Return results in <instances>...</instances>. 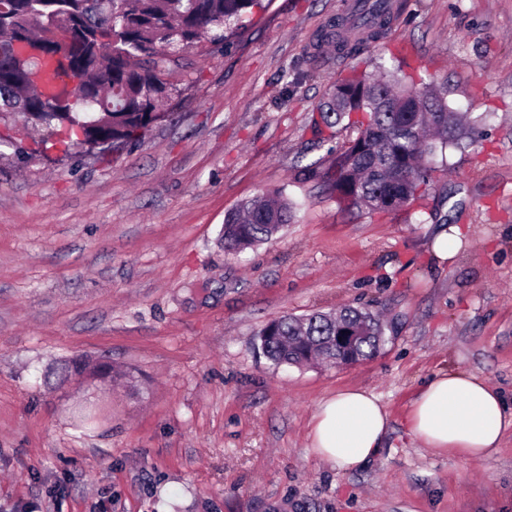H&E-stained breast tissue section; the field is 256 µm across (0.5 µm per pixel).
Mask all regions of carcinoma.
Returning <instances> with one entry per match:
<instances>
[{"label":"carcinoma","mask_w":512,"mask_h":512,"mask_svg":"<svg viewBox=\"0 0 512 512\" xmlns=\"http://www.w3.org/2000/svg\"><path fill=\"white\" fill-rule=\"evenodd\" d=\"M0 0V119L17 106L43 127L41 145L66 141L81 145L87 137L112 138V146L138 142L150 126L171 114L186 87L171 81L183 66L187 48L201 40L230 47L247 30L263 0ZM388 11L376 8L359 36H346L347 16L336 15L322 35L343 49L385 30ZM50 23L64 25L69 41L51 51L60 62L51 70L48 99L21 96L24 72L39 67L36 55L17 56L12 39L31 36ZM93 72L87 86L74 91L80 73ZM317 125L342 123L357 136L328 148V164L315 171L339 208L395 213L425 199L437 168L430 158L449 148L476 141L482 117L459 116L448 107L442 89L417 81L403 68L372 74L353 72L334 83L318 106ZM294 203L280 192L261 194L224 217V251L237 253L263 243L295 217ZM352 336L348 350L336 348V336ZM388 324L366 308L343 305L336 311L315 310L302 317L284 315L259 333L263 354L275 365L306 366L336 358L358 363L379 354L389 342Z\"/></svg>","instance_id":"carcinoma-1"}]
</instances>
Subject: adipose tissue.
Returning a JSON list of instances; mask_svg holds the SVG:
<instances>
[{
    "instance_id": "ef3b65f1",
    "label": "adipose tissue",
    "mask_w": 512,
    "mask_h": 512,
    "mask_svg": "<svg viewBox=\"0 0 512 512\" xmlns=\"http://www.w3.org/2000/svg\"><path fill=\"white\" fill-rule=\"evenodd\" d=\"M408 433L425 447L471 460L491 457L512 429V411L484 378L461 370L435 373L415 393L406 415ZM390 427L378 397L348 388L319 404L311 430L321 460L351 471L376 457Z\"/></svg>"
}]
</instances>
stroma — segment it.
Here are the masks:
<instances>
[{
	"label": "stroma",
	"mask_w": 512,
	"mask_h": 512,
	"mask_svg": "<svg viewBox=\"0 0 512 512\" xmlns=\"http://www.w3.org/2000/svg\"><path fill=\"white\" fill-rule=\"evenodd\" d=\"M378 39L320 47L340 0H268L231 49L177 71L184 99L133 145L50 160L0 148V512H512V432L482 461L404 425L434 373L482 375L512 406V0H399ZM485 115L410 217L341 210L309 164L356 137L314 125L351 70L393 66ZM26 148L17 157L16 147ZM280 190L296 219L228 253L227 212ZM462 231L450 259L432 249ZM365 306L396 327L375 358L275 366L285 314ZM106 364L117 378L89 370ZM359 386L391 415L352 472L315 456L319 402ZM90 412L79 425L74 413Z\"/></svg>",
	"instance_id": "stroma-1"
}]
</instances>
